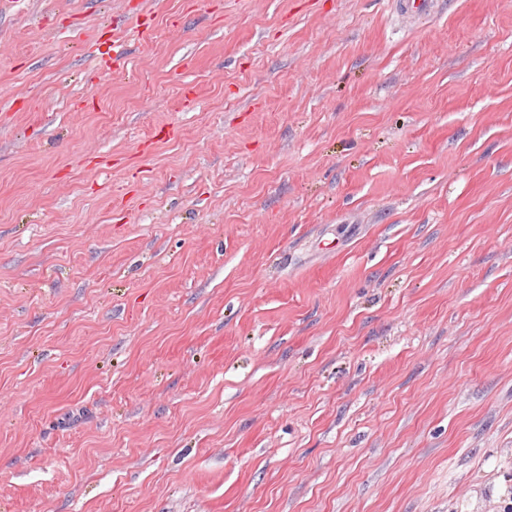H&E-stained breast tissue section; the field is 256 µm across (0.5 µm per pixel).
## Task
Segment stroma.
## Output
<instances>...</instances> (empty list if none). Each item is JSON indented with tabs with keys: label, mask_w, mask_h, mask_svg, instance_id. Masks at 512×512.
<instances>
[{
	"label": "stroma",
	"mask_w": 512,
	"mask_h": 512,
	"mask_svg": "<svg viewBox=\"0 0 512 512\" xmlns=\"http://www.w3.org/2000/svg\"><path fill=\"white\" fill-rule=\"evenodd\" d=\"M405 2L0 0V512L512 501V0Z\"/></svg>",
	"instance_id": "35a3bbf8"
}]
</instances>
